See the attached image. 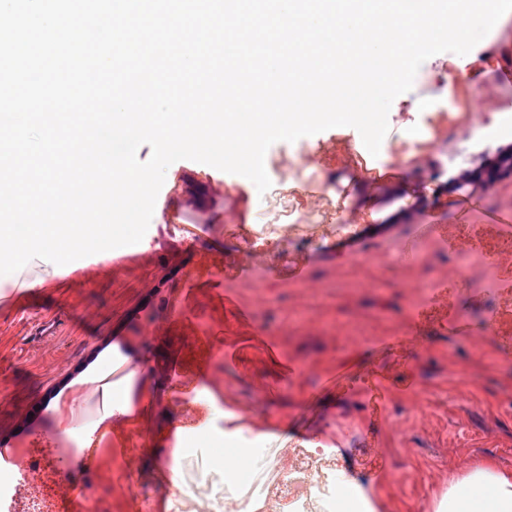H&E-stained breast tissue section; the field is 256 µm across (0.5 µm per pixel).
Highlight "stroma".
I'll return each mask as SVG.
<instances>
[{"label": "stroma", "instance_id": "stroma-1", "mask_svg": "<svg viewBox=\"0 0 512 512\" xmlns=\"http://www.w3.org/2000/svg\"><path fill=\"white\" fill-rule=\"evenodd\" d=\"M511 52L512 12L467 55L427 59L378 157L348 126L281 141L262 195L180 160L139 243L0 276V445L54 447L60 402L81 394L108 426L90 474L112 512H243L288 448L335 449L383 512H426L471 458L512 468V247L491 223L512 211V177L475 178L512 149V82L495 72ZM228 448L249 458L234 482ZM73 465L18 457L0 512L47 480L89 512Z\"/></svg>", "mask_w": 512, "mask_h": 512}]
</instances>
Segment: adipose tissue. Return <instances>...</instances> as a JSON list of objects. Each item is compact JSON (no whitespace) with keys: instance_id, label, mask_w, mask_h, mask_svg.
Masks as SVG:
<instances>
[{"instance_id":"ef3b65f1","label":"adipose tissue","mask_w":512,"mask_h":512,"mask_svg":"<svg viewBox=\"0 0 512 512\" xmlns=\"http://www.w3.org/2000/svg\"><path fill=\"white\" fill-rule=\"evenodd\" d=\"M336 512H379L382 501L378 490L364 488L344 471L333 476ZM429 512H512V469L500 467L490 457L482 458L458 479L450 480L448 490L428 506Z\"/></svg>"}]
</instances>
